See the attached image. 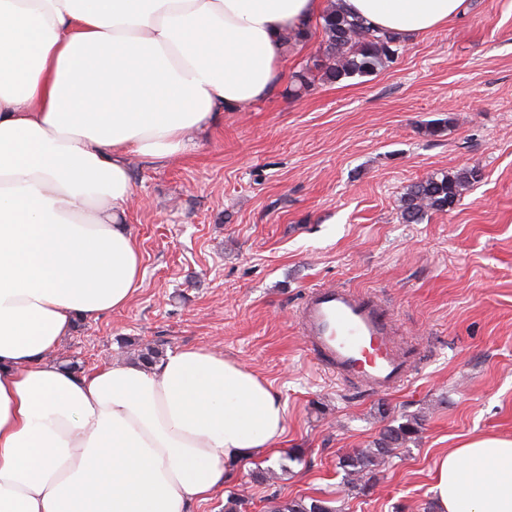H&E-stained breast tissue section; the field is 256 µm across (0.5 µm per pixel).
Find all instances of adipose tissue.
Segmentation results:
<instances>
[{"label":"adipose tissue","instance_id":"obj_1","mask_svg":"<svg viewBox=\"0 0 512 512\" xmlns=\"http://www.w3.org/2000/svg\"><path fill=\"white\" fill-rule=\"evenodd\" d=\"M465 0H343L418 36ZM324 0H0V512H190L286 430L271 385L201 347L76 372L54 352L128 305L129 156L169 159L272 91ZM438 512H512V438L448 450Z\"/></svg>","mask_w":512,"mask_h":512}]
</instances>
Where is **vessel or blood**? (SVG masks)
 <instances>
[{
	"instance_id": "vessel-or-blood-1",
	"label": "vessel or blood",
	"mask_w": 512,
	"mask_h": 512,
	"mask_svg": "<svg viewBox=\"0 0 512 512\" xmlns=\"http://www.w3.org/2000/svg\"><path fill=\"white\" fill-rule=\"evenodd\" d=\"M308 349L326 370L363 391L395 389L411 373V351L396 339L394 319L372 292L350 287L306 290L297 305Z\"/></svg>"
}]
</instances>
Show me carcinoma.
Returning a JSON list of instances; mask_svg holds the SVG:
<instances>
[{
  "mask_svg": "<svg viewBox=\"0 0 512 512\" xmlns=\"http://www.w3.org/2000/svg\"><path fill=\"white\" fill-rule=\"evenodd\" d=\"M322 42L317 55L309 58L295 78L294 92L310 90L314 80L337 82L374 73L399 56L401 37L374 29L367 21L349 14L342 0H330L321 16ZM479 170L462 168L442 175H432L410 184L400 199L401 218L416 224L433 212L450 210L462 192L477 181ZM420 422L408 420L383 430L374 447L365 448L344 460L349 468V482L363 480L380 460L405 447L420 433ZM267 512H331L324 501L303 498L270 501Z\"/></svg>",
  "mask_w": 512,
  "mask_h": 512,
  "instance_id": "carcinoma-1",
  "label": "carcinoma"
}]
</instances>
